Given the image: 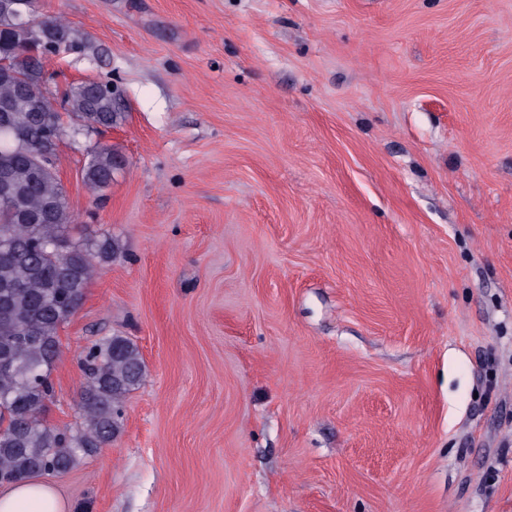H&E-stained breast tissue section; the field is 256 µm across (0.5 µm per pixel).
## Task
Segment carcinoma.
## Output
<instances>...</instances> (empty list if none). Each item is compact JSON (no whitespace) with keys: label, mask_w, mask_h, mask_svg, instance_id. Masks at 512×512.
<instances>
[{"label":"carcinoma","mask_w":512,"mask_h":512,"mask_svg":"<svg viewBox=\"0 0 512 512\" xmlns=\"http://www.w3.org/2000/svg\"><path fill=\"white\" fill-rule=\"evenodd\" d=\"M25 0H0V60L11 77L0 74V106L12 114V125L0 136V172L16 189L11 204L0 208V484L70 470L122 428V403L145 376L137 345L124 336L106 337L79 355L85 383L77 401L78 422L60 429L44 420L50 379L59 355V330L80 308L85 288L100 267L120 250L111 236L89 243L71 235L74 223L59 175L38 170L37 157L51 135L76 137L122 119L117 91L110 82L86 81L69 86L60 102L46 94L34 97L44 77L46 56L77 50L82 42L58 18L37 20V38L19 12ZM76 120L70 129L61 112ZM121 166L107 146L89 153L83 182L93 193L112 183ZM41 215L34 224L18 215Z\"/></svg>","instance_id":"obj_1"}]
</instances>
